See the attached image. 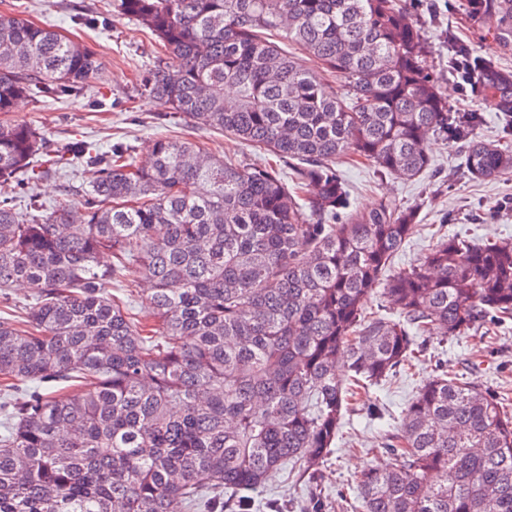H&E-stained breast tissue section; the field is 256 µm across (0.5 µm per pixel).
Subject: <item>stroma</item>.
I'll return each instance as SVG.
<instances>
[{
	"label": "stroma",
	"mask_w": 512,
	"mask_h": 512,
	"mask_svg": "<svg viewBox=\"0 0 512 512\" xmlns=\"http://www.w3.org/2000/svg\"><path fill=\"white\" fill-rule=\"evenodd\" d=\"M464 3L412 0L410 8L428 46L429 68L437 76L450 108L471 112L480 110L481 104L457 90L448 39L456 37L479 57L492 54V41L466 13ZM1 12L54 26L61 34L89 45L102 61L101 70L90 79L84 95L46 98L38 103L22 100L15 105L11 119L40 128L51 149H62L76 138L104 152L123 142L143 158L155 136L163 133L194 140L219 158L260 161L259 151L221 132L197 128L180 116L163 119V106L140 90L142 76L158 63V46L134 19L113 13L112 0H0ZM90 14L106 17V24H80V17ZM430 153V169L413 181L345 157L336 161V171L349 189L352 210L370 209L383 197L401 208H417L420 227L396 255L395 265L420 258L431 233L438 230L477 241L512 239V172L485 181L465 177L463 147L440 138L432 140ZM90 178L84 167L64 168L53 177L29 184L18 195L15 207L18 212H29V202L35 199L47 209L65 195L82 203ZM484 329L486 334L481 338H426L423 352L413 359L409 369L372 388L349 407L336 446L318 469V483L295 472L284 474L255 493L260 512H301L314 493L322 498L324 512H353L355 475L363 468L387 464V455L379 450L385 433L400 424L409 399L438 367H448L512 398V320L489 322Z\"/></svg>",
	"instance_id": "35a3bbf8"
}]
</instances>
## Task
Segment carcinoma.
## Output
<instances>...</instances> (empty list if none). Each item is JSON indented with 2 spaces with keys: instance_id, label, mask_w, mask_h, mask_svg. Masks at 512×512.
Instances as JSON below:
<instances>
[{
  "instance_id": "cac0c4a2",
  "label": "carcinoma",
  "mask_w": 512,
  "mask_h": 512,
  "mask_svg": "<svg viewBox=\"0 0 512 512\" xmlns=\"http://www.w3.org/2000/svg\"><path fill=\"white\" fill-rule=\"evenodd\" d=\"M114 7L164 48L147 96L271 159L160 135L143 161L77 142L36 170L44 133L0 122V291L35 292L26 319L0 317V381L58 388L0 404V512H224L226 494L253 512L286 465L317 474L353 396L409 365L421 338L512 320V240L440 234L395 268L417 210L351 211L336 159L411 181L436 133L490 180L512 171V149L476 136L483 112L448 109L403 0ZM466 10L512 51V0ZM101 67L88 46L0 14V114L75 96ZM473 96L512 119V70L486 59ZM63 164L96 172L83 204L13 208L19 186ZM131 276L151 285L150 324L105 291ZM377 289L396 317L368 312ZM383 449L394 464L356 476L355 512H512V410L477 381L429 378Z\"/></svg>"
}]
</instances>
